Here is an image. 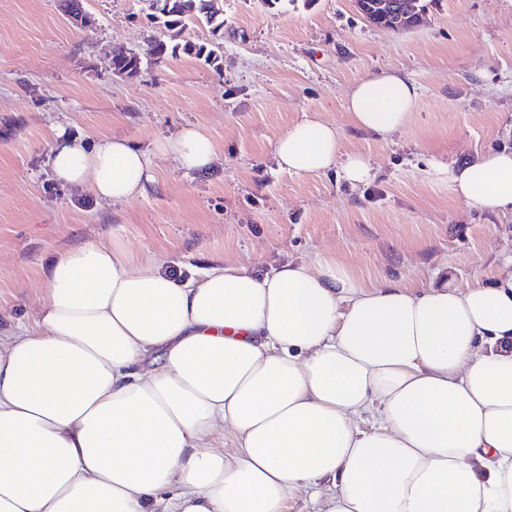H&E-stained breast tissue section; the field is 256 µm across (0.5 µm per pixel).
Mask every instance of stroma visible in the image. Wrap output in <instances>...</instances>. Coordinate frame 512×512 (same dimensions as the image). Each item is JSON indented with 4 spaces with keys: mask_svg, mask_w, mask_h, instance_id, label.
<instances>
[{
    "mask_svg": "<svg viewBox=\"0 0 512 512\" xmlns=\"http://www.w3.org/2000/svg\"><path fill=\"white\" fill-rule=\"evenodd\" d=\"M422 3L419 25L391 30L353 0H220L223 73L180 56L127 77L112 58L143 52L145 0H83L82 28L59 0H0V332L31 322L51 258L87 242L164 256L178 279L328 254L371 280L489 275L512 252V217L459 201L437 167L512 148V0ZM388 70L421 95L383 139L352 126L347 95ZM313 114L369 161L368 181L278 171L277 137ZM194 126L217 151L208 169L155 152ZM56 129L129 139L154 183L112 203L57 181Z\"/></svg>",
    "mask_w": 512,
    "mask_h": 512,
    "instance_id": "stroma-1",
    "label": "stroma"
}]
</instances>
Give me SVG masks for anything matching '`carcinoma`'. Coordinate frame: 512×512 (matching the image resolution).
Returning a JSON list of instances; mask_svg holds the SVG:
<instances>
[{"instance_id":"1","label":"carcinoma","mask_w":512,"mask_h":512,"mask_svg":"<svg viewBox=\"0 0 512 512\" xmlns=\"http://www.w3.org/2000/svg\"><path fill=\"white\" fill-rule=\"evenodd\" d=\"M149 12L146 14L148 23L165 30L164 38L148 41L145 49L146 57L160 63L169 57L184 54L194 57L218 73L224 69V15L212 5V0H181V5L166 0H146ZM202 17L210 28L211 40L207 43H196L181 39V34L192 17ZM141 57L136 53L112 60L115 72L135 75L139 72Z\"/></svg>"}]
</instances>
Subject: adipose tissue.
<instances>
[{
  "label": "adipose tissue",
  "mask_w": 512,
  "mask_h": 512,
  "mask_svg": "<svg viewBox=\"0 0 512 512\" xmlns=\"http://www.w3.org/2000/svg\"><path fill=\"white\" fill-rule=\"evenodd\" d=\"M420 97L396 72L354 84L350 121L386 137ZM187 168L199 127L155 143ZM335 124L275 141L279 170L324 175ZM63 182L118 202L153 175L128 139L56 132ZM512 214V152L451 175ZM93 242L51 263L30 324L0 336V512H512V269L459 287L364 282L333 256L178 281ZM231 431L235 449L212 437Z\"/></svg>",
  "instance_id": "obj_1"
}]
</instances>
